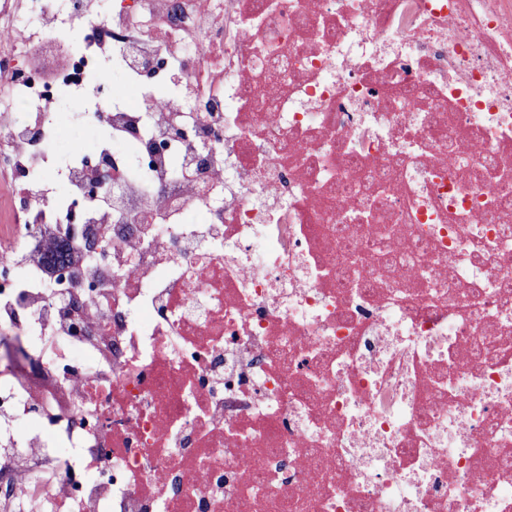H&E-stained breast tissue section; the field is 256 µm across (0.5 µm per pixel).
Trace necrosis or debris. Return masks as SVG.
I'll return each instance as SVG.
<instances>
[{"label":"necrosis or debris","instance_id":"obj_1","mask_svg":"<svg viewBox=\"0 0 512 512\" xmlns=\"http://www.w3.org/2000/svg\"><path fill=\"white\" fill-rule=\"evenodd\" d=\"M0 83V512H512V0H0Z\"/></svg>","mask_w":512,"mask_h":512}]
</instances>
